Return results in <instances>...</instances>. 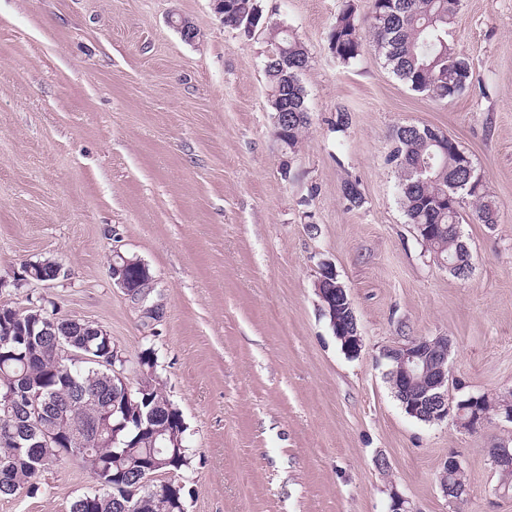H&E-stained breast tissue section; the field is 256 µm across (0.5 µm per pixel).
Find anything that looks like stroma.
<instances>
[{"instance_id": "35a3bbf8", "label": "stroma", "mask_w": 512, "mask_h": 512, "mask_svg": "<svg viewBox=\"0 0 512 512\" xmlns=\"http://www.w3.org/2000/svg\"><path fill=\"white\" fill-rule=\"evenodd\" d=\"M256 2L247 36L213 0H0V304L101 326L133 383L153 351L187 425L186 512H388L394 491L415 512H512L488 456L512 423L417 421L381 356L445 336L466 393L512 390V0H460L449 39L472 79L445 100L399 81L371 41L351 64L332 56L346 0ZM183 17L196 43L177 32ZM271 25L310 56V124L292 149L274 135ZM403 125L454 138L496 209V223L460 226L468 278L407 221L389 160ZM347 180L361 207L344 200ZM117 251L150 268L159 319L113 286ZM43 260L62 265L58 279L21 281ZM324 260L353 302L354 357L314 291ZM450 455L468 485L454 505L439 487ZM40 483L0 512H70L95 489L69 458Z\"/></svg>"}]
</instances>
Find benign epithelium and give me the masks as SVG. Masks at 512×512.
<instances>
[{"instance_id": "obj_1", "label": "benign epithelium", "mask_w": 512, "mask_h": 512, "mask_svg": "<svg viewBox=\"0 0 512 512\" xmlns=\"http://www.w3.org/2000/svg\"><path fill=\"white\" fill-rule=\"evenodd\" d=\"M111 276L115 285L141 304L146 317H160L159 305L147 304L154 279L145 263L118 254L112 259ZM315 291L322 302L334 303L330 313L333 314L336 337L347 354L356 356L362 348V336L345 285L338 282L334 288H324L319 279L315 282ZM450 350L451 342L446 336L411 339L383 350V358L392 363V368L386 372L387 379L403 400L407 414L428 424L440 423L452 416L461 428L467 430L483 425L493 414L512 423V392L472 395L465 402L449 394L450 382L460 385L454 381L448 366ZM41 397V391L34 389L14 392L0 399V409L7 413L15 404L23 402L29 413L37 416L44 408ZM489 458L493 468L502 476L512 472L511 448H491ZM464 478L459 461L448 455L441 465L439 478L440 489L448 501L459 502L466 496Z\"/></svg>"}]
</instances>
